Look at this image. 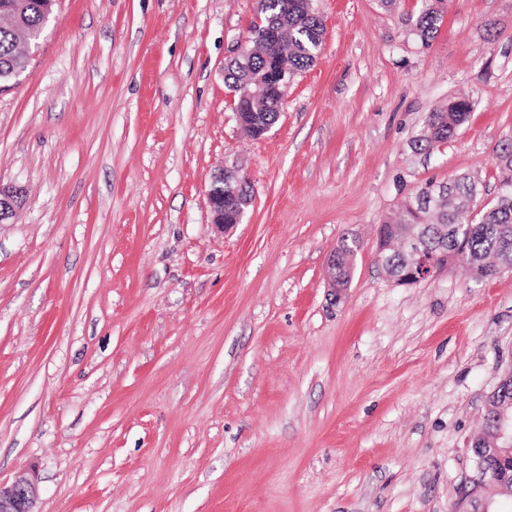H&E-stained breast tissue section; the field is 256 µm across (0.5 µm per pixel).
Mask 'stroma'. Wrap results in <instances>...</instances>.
I'll use <instances>...</instances> for the list:
<instances>
[{
	"instance_id": "stroma-1",
	"label": "stroma",
	"mask_w": 512,
	"mask_h": 512,
	"mask_svg": "<svg viewBox=\"0 0 512 512\" xmlns=\"http://www.w3.org/2000/svg\"><path fill=\"white\" fill-rule=\"evenodd\" d=\"M313 65L264 138L224 65L258 0H58L0 87V481L38 512H452L467 441L512 367V271L412 286L380 223L428 181L499 187L512 138V0H314ZM471 103L416 152L430 112ZM235 167L242 223L205 190ZM356 243L351 280L327 260ZM425 6L416 19L410 20L413 30L426 45L435 37L443 20L445 0H424ZM221 169L212 176L206 191L207 203L211 215V222L217 227L227 228L242 223L250 201L239 202L235 200V213L232 218L226 217L224 181L227 184L231 178L239 181V172L235 169Z\"/></svg>"
}]
</instances>
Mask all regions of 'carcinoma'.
Segmentation results:
<instances>
[{
    "mask_svg": "<svg viewBox=\"0 0 512 512\" xmlns=\"http://www.w3.org/2000/svg\"><path fill=\"white\" fill-rule=\"evenodd\" d=\"M425 6L410 20L420 40L427 44L438 32L443 20L445 0H424ZM54 0H0V84L17 77L28 66L30 57L18 50L21 41L42 37L48 6ZM278 32L271 41L268 33ZM323 23L312 0H259L257 21L250 26L251 54L239 55L224 68V83L233 93L237 111L255 113L256 122L273 126L280 115L275 86L310 67L322 44ZM470 111V101L458 97L430 113L425 133L415 140V148L428 151L452 138ZM503 173L500 184H512V140L496 155ZM433 182L422 184L399 206L398 213L387 218L379 229V243L393 242L386 250V272L402 266L399 240L407 228L416 225L421 233L424 256L438 267L463 264L481 278L497 274V267L512 261V195L497 196L482 208L468 224L461 241L453 234L461 217L470 212L479 196L478 183L468 176L450 181V192L437 207L422 201ZM351 247L336 249V282L350 277Z\"/></svg>",
    "mask_w": 512,
    "mask_h": 512,
    "instance_id": "carcinoma-1",
    "label": "carcinoma"
}]
</instances>
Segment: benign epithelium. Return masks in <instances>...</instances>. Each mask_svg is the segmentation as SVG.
<instances>
[{
	"mask_svg": "<svg viewBox=\"0 0 512 512\" xmlns=\"http://www.w3.org/2000/svg\"><path fill=\"white\" fill-rule=\"evenodd\" d=\"M239 179L235 169L219 170L212 176L206 191L211 223L227 228L242 223L249 202H235V213L228 218L225 214L224 183ZM405 266L391 275L396 285H412L426 280L436 273L435 264L427 260L420 251V234L413 233L403 241ZM473 462V474L464 482L470 492L464 503L473 512H491L492 499L485 491L496 486L494 474L487 467V461L512 456V416L501 410L497 416V429L491 439L477 436L468 441ZM37 486L30 479L16 480L10 484L0 482V512H36Z\"/></svg>",
	"mask_w": 512,
	"mask_h": 512,
	"instance_id": "1",
	"label": "benign epithelium"
}]
</instances>
